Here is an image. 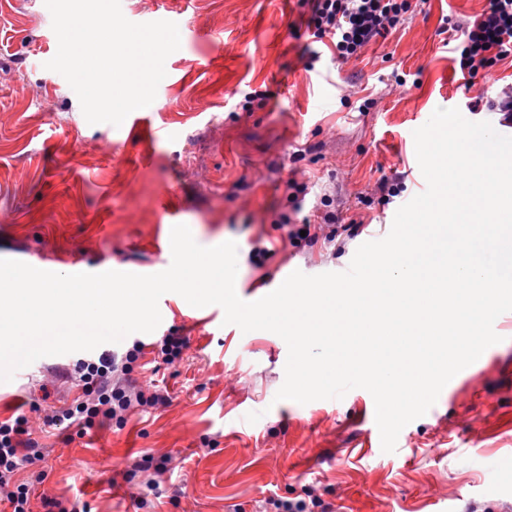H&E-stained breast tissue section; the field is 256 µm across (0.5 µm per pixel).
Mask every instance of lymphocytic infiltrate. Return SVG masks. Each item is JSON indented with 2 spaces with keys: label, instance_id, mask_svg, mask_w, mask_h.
<instances>
[{
  "label": "lymphocytic infiltrate",
  "instance_id": "1",
  "mask_svg": "<svg viewBox=\"0 0 512 512\" xmlns=\"http://www.w3.org/2000/svg\"><path fill=\"white\" fill-rule=\"evenodd\" d=\"M411 7V0H312L306 24L313 38L330 39L337 60L347 62L359 59L379 38L399 29ZM448 27L458 33L452 61L463 75L488 76L512 56V0H486L474 21L452 20ZM279 222L285 240L296 248L318 240H336L332 229L336 214L332 211L325 212L317 224L285 214ZM144 348L137 340L123 353L106 351L97 360L79 361L64 372V379L78 394L66 407L46 413L39 403H32V412L43 414V431L63 436L74 426L86 429L112 421L120 425L133 410L167 406V393L142 384L134 375ZM43 458L42 447L32 436L29 414L0 421V506H7L9 512H34L31 484L49 478L39 467ZM26 468L32 479L22 478Z\"/></svg>",
  "mask_w": 512,
  "mask_h": 512
}]
</instances>
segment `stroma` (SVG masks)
<instances>
[{"mask_svg":"<svg viewBox=\"0 0 512 512\" xmlns=\"http://www.w3.org/2000/svg\"><path fill=\"white\" fill-rule=\"evenodd\" d=\"M485 0H418L405 24L360 60L342 63L306 28V0H121L134 23L175 22L180 48L165 61L153 103L121 126L89 124L66 79L46 69L58 48L44 0H0V258L61 274L82 269L155 274L164 249L162 200L195 241L238 246L235 290L252 302L293 271L347 270L364 242L386 236L397 209L423 192L413 132L436 108H459L503 135L512 126L480 102L512 85V56L488 78L460 85L448 16L474 20ZM264 107L243 111L247 93ZM369 111H360L364 99ZM400 173L402 192L371 190ZM309 186L302 212L317 217L323 195L357 235L304 249L284 242L277 219L291 212L286 181ZM267 257L255 258V245ZM162 322L144 344L176 331L180 362L144 380L168 406L132 413L125 426L44 438L46 484L34 500L61 497L77 512H256L269 499L314 490L337 512H512V311L500 343L456 374L436 404L381 449L375 403L365 389L305 405L276 400L285 341L224 324L220 306L159 300ZM79 353L43 357L0 382V420L29 412L42 383ZM143 455L168 458L155 490L147 474H122Z\"/></svg>","mask_w":512,"mask_h":512,"instance_id":"stroma-1","label":"stroma"}]
</instances>
